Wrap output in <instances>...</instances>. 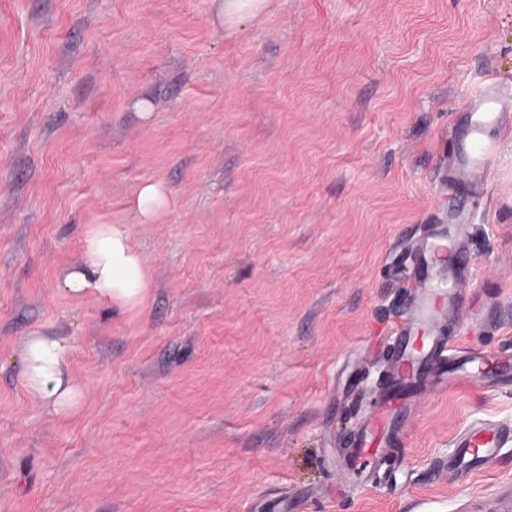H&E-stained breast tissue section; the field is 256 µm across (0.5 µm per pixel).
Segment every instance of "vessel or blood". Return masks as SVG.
<instances>
[{"mask_svg":"<svg viewBox=\"0 0 512 512\" xmlns=\"http://www.w3.org/2000/svg\"><path fill=\"white\" fill-rule=\"evenodd\" d=\"M491 147L482 126L469 127L458 153L456 175L469 178L481 168ZM459 225H439L431 240L420 245L413 257L417 291L409 317L396 335L393 346V373L382 393L378 411L355 431L349 441L348 463L362 468L379 461L387 448L395 446L398 430L413 398L429 385H458L474 382L491 390L512 379V355L493 351H473L458 358L452 367L444 360L453 349L439 335L442 313H457L463 305V288L473 272L471 256L463 249ZM512 441V430L488 422L467 427L456 441L452 464L458 478L486 468L498 451Z\"/></svg>","mask_w":512,"mask_h":512,"instance_id":"1","label":"vessel or blood"}]
</instances>
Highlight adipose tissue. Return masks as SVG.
Returning <instances> with one entry per match:
<instances>
[{"instance_id": "obj_1", "label": "adipose tissue", "mask_w": 512, "mask_h": 512, "mask_svg": "<svg viewBox=\"0 0 512 512\" xmlns=\"http://www.w3.org/2000/svg\"><path fill=\"white\" fill-rule=\"evenodd\" d=\"M84 262L72 266L63 279L71 296L90 297L104 305H144L149 292L143 260L128 235L110 224L90 225L83 240ZM66 340L34 333L22 353L23 383L38 395L45 407L65 414L82 398L80 386L70 376Z\"/></svg>"}]
</instances>
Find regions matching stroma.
Returning <instances> with one entry per match:
<instances>
[{
	"label": "stroma",
	"mask_w": 512,
	"mask_h": 512,
	"mask_svg": "<svg viewBox=\"0 0 512 512\" xmlns=\"http://www.w3.org/2000/svg\"><path fill=\"white\" fill-rule=\"evenodd\" d=\"M220 2L0 0V512H512V443L447 467L512 428L511 383L423 393L387 465L340 463L429 225L465 215L496 321L444 317L450 344L512 353V131L444 187L483 80L512 84V0ZM91 224L129 235L144 308L63 292ZM36 331L72 346L69 414L23 386ZM266 0H225L224 18L229 20L242 18L245 15L259 11ZM165 202L163 188L154 183H148L141 187L137 196V208L144 218L150 217ZM512 441V430L488 422H477L467 427L457 438V453L450 465L460 479L486 468L496 458L499 448Z\"/></svg>",
	"instance_id": "obj_1"
}]
</instances>
